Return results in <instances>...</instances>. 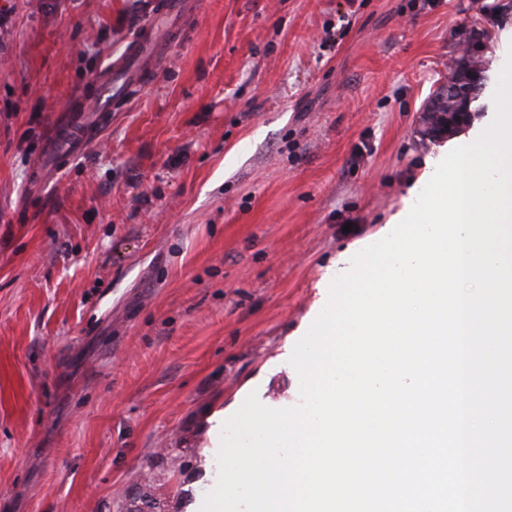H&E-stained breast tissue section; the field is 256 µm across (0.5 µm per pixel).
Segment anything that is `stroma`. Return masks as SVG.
I'll return each mask as SVG.
<instances>
[{"label": "stroma", "instance_id": "1", "mask_svg": "<svg viewBox=\"0 0 512 512\" xmlns=\"http://www.w3.org/2000/svg\"><path fill=\"white\" fill-rule=\"evenodd\" d=\"M493 0H197L61 167L66 104L153 0H0V512H201L211 412L298 403L289 363L345 257L494 121ZM488 30L468 119L432 134L448 60ZM84 139L78 140H63L52 135L48 138L46 143V153L42 155V158L38 161L35 166L36 170H40L45 160H51L56 166H59L62 160L69 158L73 155L72 144H78L82 146Z\"/></svg>", "mask_w": 512, "mask_h": 512}]
</instances>
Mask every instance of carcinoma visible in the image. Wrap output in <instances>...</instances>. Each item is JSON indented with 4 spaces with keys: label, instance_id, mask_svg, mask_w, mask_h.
I'll list each match as a JSON object with an SVG mask.
<instances>
[{
    "label": "carcinoma",
    "instance_id": "1",
    "mask_svg": "<svg viewBox=\"0 0 512 512\" xmlns=\"http://www.w3.org/2000/svg\"><path fill=\"white\" fill-rule=\"evenodd\" d=\"M455 65L448 77V89L426 106L432 131H449L463 123L471 100L481 93L487 72L482 43L466 40L463 54Z\"/></svg>",
    "mask_w": 512,
    "mask_h": 512
}]
</instances>
